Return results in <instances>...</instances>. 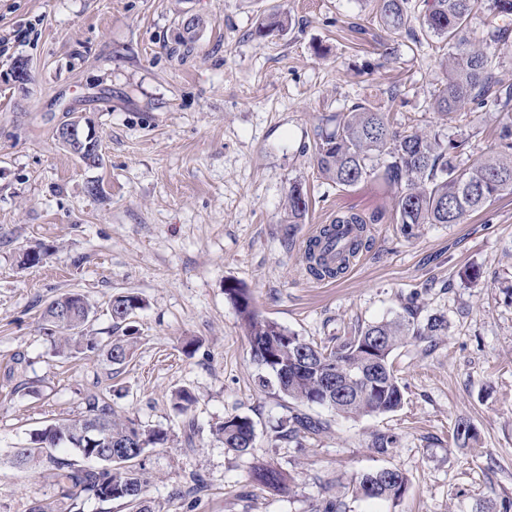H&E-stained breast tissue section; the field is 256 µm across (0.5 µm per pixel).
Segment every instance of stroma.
I'll use <instances>...</instances> for the list:
<instances>
[{"instance_id":"stroma-1","label":"stroma","mask_w":512,"mask_h":512,"mask_svg":"<svg viewBox=\"0 0 512 512\" xmlns=\"http://www.w3.org/2000/svg\"><path fill=\"white\" fill-rule=\"evenodd\" d=\"M274 11L291 15V27L256 35ZM194 16L205 25L180 52ZM500 23L479 9L465 38L512 81V41L489 39ZM448 51L386 30L376 0H0V512H128L66 490L52 469L13 463L36 430L80 417L91 394L167 430L168 444L141 459L152 512H323L336 498L344 512H503L512 502V193L464 223L423 224L408 237L390 221L392 188L373 177L336 186L312 161L315 126L355 101L406 128L467 139L461 166L494 153L493 107L467 118L429 107ZM19 57L31 76L24 92L6 80ZM73 116L98 139L100 166L59 145L56 130ZM295 182L312 204L291 229ZM341 212L382 219L354 265L316 280L304 241ZM39 246L49 256L25 264ZM473 269L478 279H468ZM229 280L249 288L262 317L317 343L409 302L444 317L448 333L393 353L404 387L397 411L352 420L307 405L326 430L278 441L272 428L294 406L259 387ZM71 292L94 304L95 336L136 332L125 365L102 349L52 354L43 311ZM122 292L143 307L118 326L108 303ZM181 389L195 396L182 414L171 405ZM232 416L254 424L248 453L214 432ZM460 420L476 432L465 446L452 437ZM379 433L395 438L390 454L374 449ZM259 459L285 473L281 490L251 481ZM383 468L407 477L400 501L347 492Z\"/></svg>"}]
</instances>
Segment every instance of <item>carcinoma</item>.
I'll return each instance as SVG.
<instances>
[{
  "mask_svg": "<svg viewBox=\"0 0 512 512\" xmlns=\"http://www.w3.org/2000/svg\"><path fill=\"white\" fill-rule=\"evenodd\" d=\"M383 26L405 31L415 41L435 38L448 44L451 52L445 60V82L432 99L431 108L446 117L471 112L489 104L503 114L512 112V83L499 71L498 63L482 49L463 37L473 13L486 4L502 18L512 16V0H423L419 15H411L409 0H377ZM290 25L288 16L275 11L260 24L257 34L266 36L283 32ZM330 129L317 127L313 139V161L328 181L351 187L367 177H375L395 189L393 223L410 236L420 224H461L484 209L505 191H512V120L497 125L498 151L468 166L459 167L456 158L466 141H448L435 129L401 130L388 114L363 102H354L332 117ZM58 142L88 166L102 162L101 150L89 151L64 134ZM287 224H298L309 210V196L299 183L288 188ZM380 217L357 213H338L324 225L321 236L307 245L311 264L309 272L317 279L338 277L346 269V259L332 264L324 256H315L324 240L334 241L348 256H355L367 239L346 238L344 227L364 228ZM224 292L236 308L241 326L249 338L254 360L262 371L259 386L275 385L282 397L295 403L326 406L348 419L382 415L401 407L403 386L395 374L391 357L407 339L426 340L448 331L447 321L430 315L419 321L417 313L372 322L354 328L351 335L333 345L310 342L279 323L264 319L256 312L249 290L229 282ZM141 308V299L133 293H121L111 299L112 320L122 323ZM94 314L83 295L69 293L50 302L43 312L48 330L53 334L55 351H93L100 347L99 337L87 326ZM136 337L125 336L108 342L112 363L121 365L132 355ZM85 418H101L112 439L115 460L100 458L94 448H77L68 438L74 420L50 424L37 431L32 445L15 454L20 465L38 468L49 465L57 470L63 484L100 497L103 489L112 490L111 500L121 501L130 512H150L141 496L147 485L142 469L136 467L143 450L130 438L134 420L115 414L112 406L96 395L86 398ZM323 423L295 413L274 427L275 438L299 439L316 434ZM145 448L162 447L168 432L156 427H142ZM224 439V447L240 454L252 448L255 433L250 419L234 416L215 428ZM72 451L91 462L77 467L54 451ZM259 483L280 488L285 481L281 471L266 462L253 466ZM407 479L397 469L365 473L351 484V493L369 499L399 500L405 493Z\"/></svg>",
  "mask_w": 512,
  "mask_h": 512,
  "instance_id": "cac0c4a2",
  "label": "carcinoma"
}]
</instances>
